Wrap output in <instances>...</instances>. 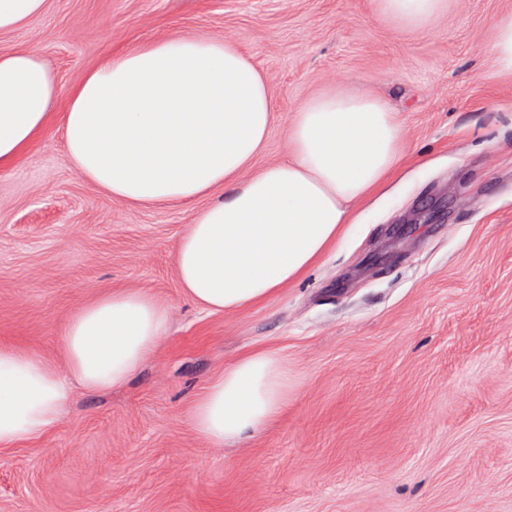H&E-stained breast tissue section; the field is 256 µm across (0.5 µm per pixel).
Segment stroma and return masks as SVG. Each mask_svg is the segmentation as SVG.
Returning <instances> with one entry per match:
<instances>
[{"label": "stroma", "mask_w": 512, "mask_h": 512, "mask_svg": "<svg viewBox=\"0 0 512 512\" xmlns=\"http://www.w3.org/2000/svg\"><path fill=\"white\" fill-rule=\"evenodd\" d=\"M508 13L452 0L401 32L372 0H46L1 33L0 53L38 51L65 91L148 41L227 39L276 103L261 164L287 158L306 98L347 81L398 113L402 158L302 277L208 314L174 269L204 199H113L51 125L0 174V343L56 357L72 310L111 288L158 295L171 322L126 386L74 389L45 439L0 452V512H512V77L489 32ZM258 348L286 362L288 407L214 447L191 405Z\"/></svg>", "instance_id": "1"}]
</instances>
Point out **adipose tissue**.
Instances as JSON below:
<instances>
[{
    "instance_id": "adipose-tissue-1",
    "label": "adipose tissue",
    "mask_w": 512,
    "mask_h": 512,
    "mask_svg": "<svg viewBox=\"0 0 512 512\" xmlns=\"http://www.w3.org/2000/svg\"><path fill=\"white\" fill-rule=\"evenodd\" d=\"M449 0H374L376 16L422 31ZM275 103L266 78L229 40L184 36L113 55L62 94L33 50L0 54V172L58 119L76 172L117 200L167 205L207 197L175 249L186 298L221 314L259 304L299 278L339 235L347 207L399 161L396 112L342 83L306 99L286 160L253 170ZM170 307L115 288L75 309L60 363L0 345V451L47 437L73 385L109 391L155 356ZM288 367L255 350L226 366L195 400L197 434L220 446L255 433L288 404Z\"/></svg>"
}]
</instances>
